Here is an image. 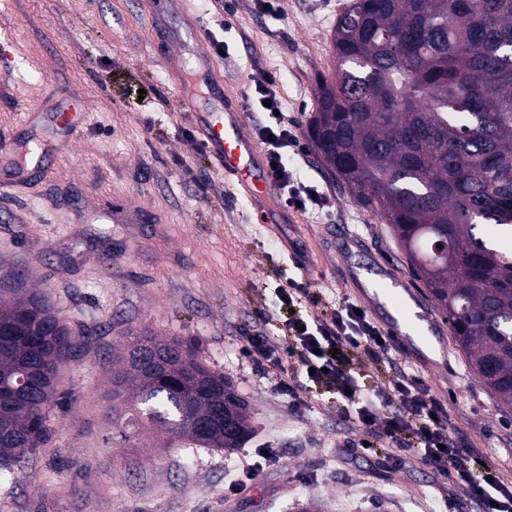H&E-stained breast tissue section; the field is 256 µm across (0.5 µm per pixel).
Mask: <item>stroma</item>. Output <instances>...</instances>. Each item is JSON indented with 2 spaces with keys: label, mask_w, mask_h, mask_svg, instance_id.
Segmentation results:
<instances>
[{
  "label": "stroma",
  "mask_w": 512,
  "mask_h": 512,
  "mask_svg": "<svg viewBox=\"0 0 512 512\" xmlns=\"http://www.w3.org/2000/svg\"><path fill=\"white\" fill-rule=\"evenodd\" d=\"M346 2L281 0L276 20L256 0H0V137L42 147L39 169L20 179L0 153V180L11 182L0 190V263L25 269L29 286L88 335L59 375L73 399L46 448L9 473L0 512H480L416 459L395 466L394 444L344 421L333 390L310 388L308 408L292 409L273 391L274 370L243 353L256 329L288 347L278 285L359 303L408 276L389 225L336 181L308 135ZM202 57L225 97L277 75L304 148L284 158L324 192V208L295 223L251 222L248 202L186 137L193 121L176 85ZM53 91L82 104L76 141L52 126ZM143 328L194 343L233 381L251 406L242 447L163 448L155 429L128 441L114 429L112 359ZM434 340L445 356L427 359L414 345L403 361L446 403L453 433L512 484V410L499 409L447 324ZM361 439L372 452H350ZM248 464L257 477L226 500Z\"/></svg>",
  "instance_id": "35a3bbf8"
}]
</instances>
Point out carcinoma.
Returning a JSON list of instances; mask_svg holds the SVG:
<instances>
[{"label":"carcinoma","instance_id":"obj_1","mask_svg":"<svg viewBox=\"0 0 512 512\" xmlns=\"http://www.w3.org/2000/svg\"><path fill=\"white\" fill-rule=\"evenodd\" d=\"M319 82L309 136L334 175L396 237L455 344L512 410V0H350ZM0 275V470L22 467L55 432L69 393L59 367L88 339L27 281ZM112 371L116 426H154L164 444L231 450L249 403L197 348L132 332ZM167 361L163 375L135 359Z\"/></svg>","mask_w":512,"mask_h":512}]
</instances>
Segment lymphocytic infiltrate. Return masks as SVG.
I'll list each match as a JSON object with an SVG mask.
<instances>
[{
  "label": "lymphocytic infiltrate",
  "mask_w": 512,
  "mask_h": 512,
  "mask_svg": "<svg viewBox=\"0 0 512 512\" xmlns=\"http://www.w3.org/2000/svg\"><path fill=\"white\" fill-rule=\"evenodd\" d=\"M276 87L277 78L269 73L257 80L254 92L268 104L256 134L268 146L269 175L279 201L291 208L299 204L324 207V194L297 181L283 161V149L298 146L299 140L285 120ZM286 334L287 353H280L271 338L260 332L247 337L244 351L253 361L275 369V391L290 406L302 404L298 379L308 377L313 385L333 390L339 411L356 426L380 427L385 438L408 449L438 474L454 471L456 488L477 501L482 512H512V487L475 476L468 448L451 435L447 406L432 394L417 370L399 367L382 387L368 389L364 372L350 362L351 352L360 351L374 364L391 366L396 365L400 348L368 314L360 312L357 303L335 300L329 318L317 316L308 323L289 317ZM291 357L296 360L292 368L287 365Z\"/></svg>",
  "instance_id": "f902f5d3"
}]
</instances>
